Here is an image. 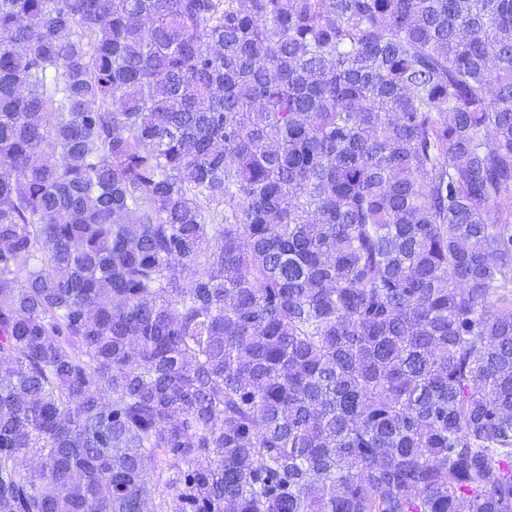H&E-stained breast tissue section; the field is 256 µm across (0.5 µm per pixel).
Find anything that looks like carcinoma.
<instances>
[{"label": "carcinoma", "mask_w": 512, "mask_h": 512, "mask_svg": "<svg viewBox=\"0 0 512 512\" xmlns=\"http://www.w3.org/2000/svg\"><path fill=\"white\" fill-rule=\"evenodd\" d=\"M0 512H512V0H0Z\"/></svg>", "instance_id": "cac0c4a2"}]
</instances>
